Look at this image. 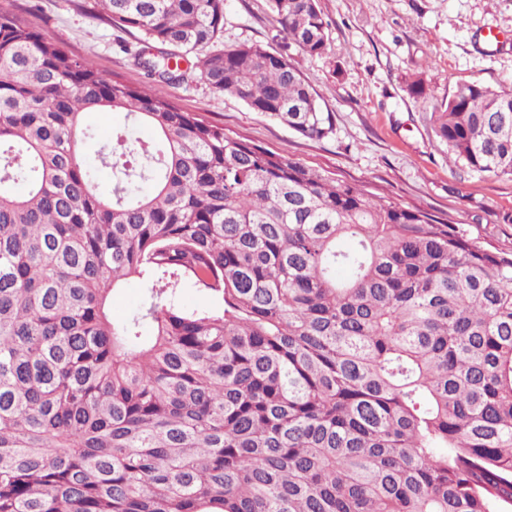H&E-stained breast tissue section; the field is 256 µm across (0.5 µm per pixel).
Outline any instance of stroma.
<instances>
[{
	"label": "stroma",
	"instance_id": "1",
	"mask_svg": "<svg viewBox=\"0 0 512 512\" xmlns=\"http://www.w3.org/2000/svg\"><path fill=\"white\" fill-rule=\"evenodd\" d=\"M319 7L329 38L320 56L279 33L268 0H225L220 36L227 46L257 43L288 57L334 118L333 132L314 140L216 92L194 71L176 84L149 75L138 60L140 32L112 25L99 0H0V8L114 79L512 251V177L449 159L432 120L458 85L512 89V0H319ZM491 28L499 41L490 46ZM416 80L426 101L410 94Z\"/></svg>",
	"mask_w": 512,
	"mask_h": 512
}]
</instances>
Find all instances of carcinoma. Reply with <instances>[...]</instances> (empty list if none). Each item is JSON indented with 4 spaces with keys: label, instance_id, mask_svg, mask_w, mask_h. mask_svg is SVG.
I'll use <instances>...</instances> for the list:
<instances>
[{
    "label": "carcinoma",
    "instance_id": "cac0c4a2",
    "mask_svg": "<svg viewBox=\"0 0 512 512\" xmlns=\"http://www.w3.org/2000/svg\"><path fill=\"white\" fill-rule=\"evenodd\" d=\"M328 50L317 0H268ZM141 65L310 139L333 119L224 0H103ZM172 46L175 53L164 51ZM121 111L112 190L80 146ZM448 155L512 176V90L457 86ZM150 191H142V185ZM136 277L139 311L112 313ZM211 299L187 310L179 290ZM512 254L114 81L0 10V512H508ZM124 114L117 112H89L85 115V124L94 129L99 145L107 143L112 137V129L123 125Z\"/></svg>",
    "mask_w": 512,
    "mask_h": 512
}]
</instances>
